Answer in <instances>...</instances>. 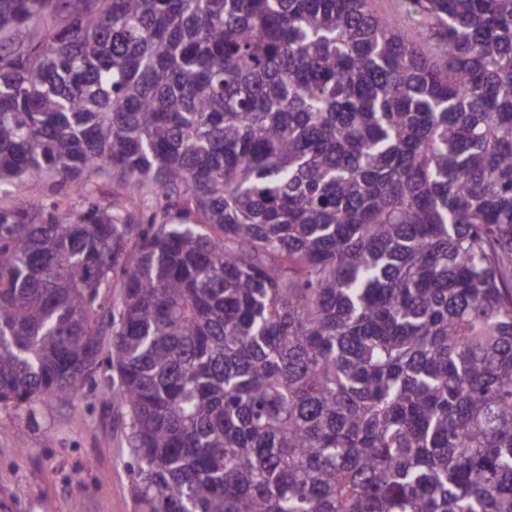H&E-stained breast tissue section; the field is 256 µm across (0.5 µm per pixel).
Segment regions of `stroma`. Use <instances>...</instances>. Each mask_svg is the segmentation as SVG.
<instances>
[{
	"label": "stroma",
	"mask_w": 512,
	"mask_h": 512,
	"mask_svg": "<svg viewBox=\"0 0 512 512\" xmlns=\"http://www.w3.org/2000/svg\"><path fill=\"white\" fill-rule=\"evenodd\" d=\"M111 382L104 366L74 401L0 408V494L18 493L15 512H135L130 430L101 396Z\"/></svg>",
	"instance_id": "stroma-1"
}]
</instances>
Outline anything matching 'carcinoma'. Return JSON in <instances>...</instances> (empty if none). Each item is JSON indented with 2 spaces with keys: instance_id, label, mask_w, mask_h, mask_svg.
<instances>
[{
  "instance_id": "obj_1",
  "label": "carcinoma",
  "mask_w": 512,
  "mask_h": 512,
  "mask_svg": "<svg viewBox=\"0 0 512 512\" xmlns=\"http://www.w3.org/2000/svg\"><path fill=\"white\" fill-rule=\"evenodd\" d=\"M369 5L0 0V406L112 337L138 512H512V0ZM373 12L393 28H404L408 22L401 12L400 0H370Z\"/></svg>"
}]
</instances>
